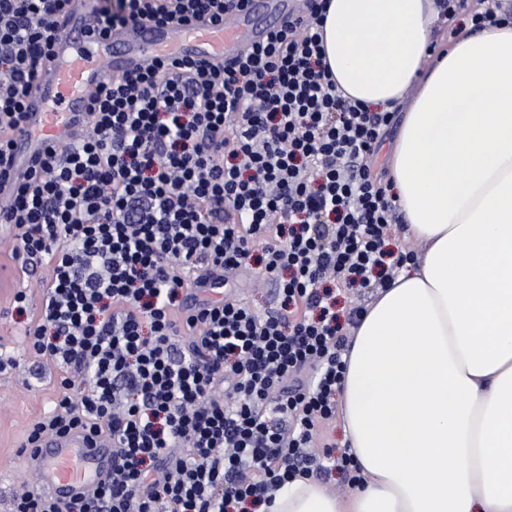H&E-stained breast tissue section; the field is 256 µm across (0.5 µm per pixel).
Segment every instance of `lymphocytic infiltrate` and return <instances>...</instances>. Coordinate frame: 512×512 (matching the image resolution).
<instances>
[{
    "instance_id": "f902f5d3",
    "label": "lymphocytic infiltrate",
    "mask_w": 512,
    "mask_h": 512,
    "mask_svg": "<svg viewBox=\"0 0 512 512\" xmlns=\"http://www.w3.org/2000/svg\"><path fill=\"white\" fill-rule=\"evenodd\" d=\"M69 2L0 0V183ZM248 3L115 0L94 25L216 21ZM325 4L306 0L232 64L162 56L108 79L85 127L14 184L0 223L17 258L50 267L28 349L67 371L24 446L102 437L112 475L64 502L18 492L10 512H242L299 476L338 468L359 483L350 454L309 450L336 417L362 315L341 322L335 291L411 255L387 247L397 209L369 164L393 115L337 93ZM254 258L276 307L210 299Z\"/></svg>"
}]
</instances>
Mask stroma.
I'll list each match as a JSON object with an SVG mask.
<instances>
[{
  "mask_svg": "<svg viewBox=\"0 0 512 512\" xmlns=\"http://www.w3.org/2000/svg\"><path fill=\"white\" fill-rule=\"evenodd\" d=\"M49 275L45 263H23L14 255L10 232H0V343L17 362L14 370L0 373V512H9L10 499L38 482L23 464L20 447L30 427L52 407L61 368L43 363L24 344V332L36 320L42 305L41 280ZM239 299L257 310L276 306L271 283L261 279L258 264L238 273L231 282ZM26 291L24 311H16L13 297Z\"/></svg>",
  "mask_w": 512,
  "mask_h": 512,
  "instance_id": "35a3bbf8",
  "label": "stroma"
}]
</instances>
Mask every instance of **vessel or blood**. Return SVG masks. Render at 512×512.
<instances>
[{"label": "vessel or blood", "instance_id": "obj_1", "mask_svg": "<svg viewBox=\"0 0 512 512\" xmlns=\"http://www.w3.org/2000/svg\"><path fill=\"white\" fill-rule=\"evenodd\" d=\"M95 0H72L65 24L67 39L50 50L26 104L23 130L11 136V162L15 179H25L48 145L83 126L91 96L108 76L148 66L160 56L191 57L215 66L233 62L268 28L252 24V10L226 14L216 22L192 25L145 22L106 36L93 34ZM28 467L44 490L67 499L77 487L89 485L112 470V445L93 443L77 433L42 442Z\"/></svg>", "mask_w": 512, "mask_h": 512}]
</instances>
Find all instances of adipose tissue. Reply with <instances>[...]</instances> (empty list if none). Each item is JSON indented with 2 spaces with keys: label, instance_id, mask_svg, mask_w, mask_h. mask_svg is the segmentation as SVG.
<instances>
[{
  "label": "adipose tissue",
  "instance_id": "adipose-tissue-1",
  "mask_svg": "<svg viewBox=\"0 0 512 512\" xmlns=\"http://www.w3.org/2000/svg\"><path fill=\"white\" fill-rule=\"evenodd\" d=\"M328 2L337 92L403 113L390 192L423 251L344 355L355 494L298 478L260 512H512V22L433 55L435 0Z\"/></svg>",
  "mask_w": 512,
  "mask_h": 512
}]
</instances>
